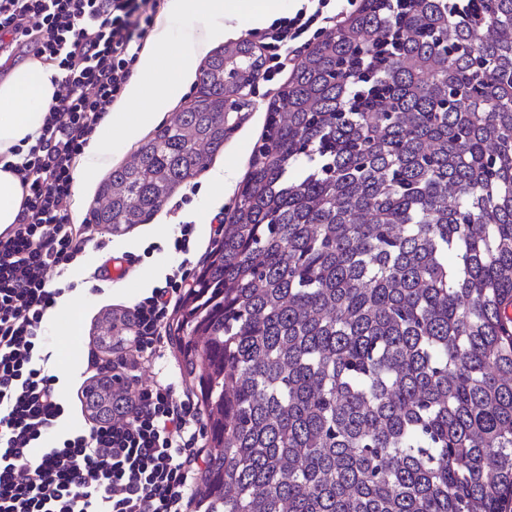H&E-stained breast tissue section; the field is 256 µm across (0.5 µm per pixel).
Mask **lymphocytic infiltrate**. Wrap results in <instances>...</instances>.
<instances>
[{
	"instance_id": "f902f5d3",
	"label": "lymphocytic infiltrate",
	"mask_w": 512,
	"mask_h": 512,
	"mask_svg": "<svg viewBox=\"0 0 512 512\" xmlns=\"http://www.w3.org/2000/svg\"><path fill=\"white\" fill-rule=\"evenodd\" d=\"M158 0H0V54L23 40L57 71L59 91L34 145L16 165L26 195L0 235V512H185L206 459L194 448L195 415L173 384L139 389L112 421L59 435L64 414L49 373L43 327L61 294L50 273L67 270L90 237L66 213L73 170L121 99ZM321 11H299L265 35L269 73L295 43L315 39ZM186 276L166 278L135 305L128 354L155 353Z\"/></svg>"
}]
</instances>
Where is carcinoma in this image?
<instances>
[{
	"mask_svg": "<svg viewBox=\"0 0 512 512\" xmlns=\"http://www.w3.org/2000/svg\"><path fill=\"white\" fill-rule=\"evenodd\" d=\"M264 66L213 51L93 223L122 233L198 174ZM267 112L176 321L207 419L195 512H512V0H361ZM133 330L109 310L98 342ZM86 398L110 420L129 387Z\"/></svg>",
	"mask_w": 512,
	"mask_h": 512,
	"instance_id": "1",
	"label": "carcinoma"
}]
</instances>
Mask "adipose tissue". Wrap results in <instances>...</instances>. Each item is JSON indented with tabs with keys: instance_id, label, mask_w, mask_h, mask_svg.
Segmentation results:
<instances>
[{
	"instance_id": "obj_1",
	"label": "adipose tissue",
	"mask_w": 512,
	"mask_h": 512,
	"mask_svg": "<svg viewBox=\"0 0 512 512\" xmlns=\"http://www.w3.org/2000/svg\"><path fill=\"white\" fill-rule=\"evenodd\" d=\"M56 72L30 60L0 78V232L16 224L25 197L19 176L21 150L35 144L58 90Z\"/></svg>"
}]
</instances>
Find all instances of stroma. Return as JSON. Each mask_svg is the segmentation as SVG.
<instances>
[{
    "instance_id": "35a3bbf8",
    "label": "stroma",
    "mask_w": 512,
    "mask_h": 512,
    "mask_svg": "<svg viewBox=\"0 0 512 512\" xmlns=\"http://www.w3.org/2000/svg\"><path fill=\"white\" fill-rule=\"evenodd\" d=\"M289 75L285 68L273 77L256 80L248 93V116L225 139L223 151L208 160L205 169L194 178L176 188L149 220L120 234L92 225L96 240L104 241V248L87 245L63 276L53 277V286L63 291L58 305L84 311L80 335L55 336L50 340L52 356L48 367L59 379L60 400L65 407L58 433L86 430L95 423L86 406L84 390L92 379L112 369V353L104 351L97 340V324L103 313L113 308H132L178 269L196 272L217 240L214 228L230 221L264 131L267 106L286 85ZM219 167L228 169L230 176L218 195L213 192L209 178L212 170ZM185 224L193 225L194 242L189 252L181 253L175 251L173 243ZM108 256L131 258L125 281L98 279L101 260ZM133 373L137 385H151L154 376L160 374L174 383L178 395L188 393L174 339H166L153 357L139 361Z\"/></svg>"
}]
</instances>
